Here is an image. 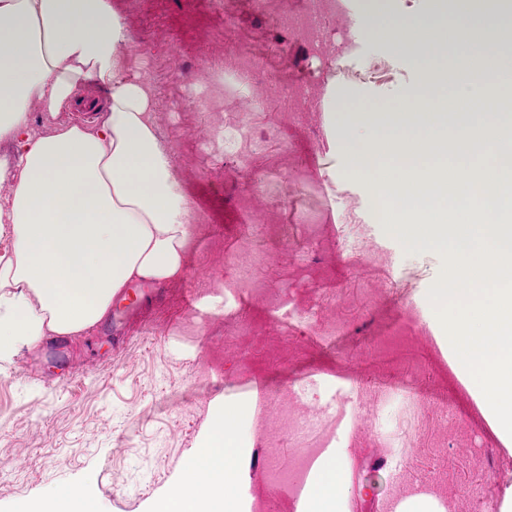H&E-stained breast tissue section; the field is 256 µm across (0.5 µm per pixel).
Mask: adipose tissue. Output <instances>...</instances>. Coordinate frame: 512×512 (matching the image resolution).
I'll use <instances>...</instances> for the list:
<instances>
[{
  "mask_svg": "<svg viewBox=\"0 0 512 512\" xmlns=\"http://www.w3.org/2000/svg\"><path fill=\"white\" fill-rule=\"evenodd\" d=\"M125 22L113 0H0V367L46 337L78 336L130 282L182 271L196 221L146 81L124 77ZM394 33L419 80L387 104L340 113L331 137L350 175L386 210L407 250L445 253L419 322L504 447H512V9L378 12L359 35ZM104 93L90 123L36 133L30 108L73 111ZM256 403L217 401L184 478L150 512H250L238 465ZM350 461L325 451L297 512H345Z\"/></svg>",
  "mask_w": 512,
  "mask_h": 512,
  "instance_id": "ef3b65f1",
  "label": "adipose tissue"
}]
</instances>
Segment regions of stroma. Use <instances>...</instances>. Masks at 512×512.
I'll list each match as a JSON object with an SVG mask.
<instances>
[{
  "instance_id": "1",
  "label": "stroma",
  "mask_w": 512,
  "mask_h": 512,
  "mask_svg": "<svg viewBox=\"0 0 512 512\" xmlns=\"http://www.w3.org/2000/svg\"><path fill=\"white\" fill-rule=\"evenodd\" d=\"M127 23L125 74L150 85L153 120L198 207L181 274L146 302L113 345L110 319L59 351L22 352L0 369V512H17L69 484L95 512H148L184 475L219 399L257 397L259 434L238 477L252 512H295L284 474L304 448L347 447L349 512L435 489L447 512H498L512 485V452L497 440L420 327L415 301L446 269L441 252L407 253L350 179L328 132L323 89L342 111L404 95L418 73L393 41L355 29L368 0H332L317 14L322 54L298 27L309 0H115ZM235 53L293 77L287 90L256 84L227 98L197 57ZM241 127L208 163L210 124ZM366 226L371 257L336 249L345 209ZM312 240L296 256L284 231ZM395 279L401 302L381 284ZM282 398L269 412L273 395ZM322 407L315 428L288 421Z\"/></svg>"
}]
</instances>
